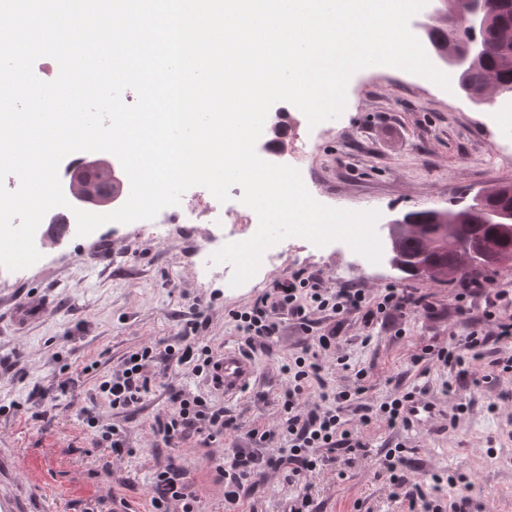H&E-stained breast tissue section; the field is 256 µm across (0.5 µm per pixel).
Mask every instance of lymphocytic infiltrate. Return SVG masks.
I'll return each mask as SVG.
<instances>
[{"label":"lymphocytic infiltrate","mask_w":512,"mask_h":512,"mask_svg":"<svg viewBox=\"0 0 512 512\" xmlns=\"http://www.w3.org/2000/svg\"><path fill=\"white\" fill-rule=\"evenodd\" d=\"M412 293L389 288L375 300H367L362 289L324 288L321 279L313 274L296 275L274 282L272 288L245 310L234 312L233 318L247 348L264 343L275 336L283 321L291 320L302 330H310L313 312L334 315H360L365 324L392 318L394 313L415 305ZM209 320L195 314L182 326L176 343L158 348L142 345L123 358L121 363L104 376L96 387V396L113 413H126L143 406L152 393L158 374L155 365L166 360L179 365H192L196 375L210 385H218L217 370L220 356L204 337ZM337 328L313 337L299 356L284 364L289 386L284 391L282 406L285 417L275 427H256L248 431L249 447L234 446L208 456L209 469L224 485L225 512H237L247 491L256 479L267 471L283 472L286 480L315 472L329 465L335 453L357 455L365 444L344 429L341 412L349 402V391H321L311 396L312 383L321 382L322 359L336 344ZM512 337V318L499 323L497 332L478 329L465 336L462 345L438 350V361L463 365L462 350L483 349ZM168 412L157 418L152 432L158 442L173 447L191 436L202 437L204 443L215 442L225 430L235 428L234 418L226 416L221 405L205 396L186 389H169ZM282 448H274V441ZM150 488L153 492V512H200L201 498L193 490L188 471L176 460L154 471Z\"/></svg>","instance_id":"f902f5d3"}]
</instances>
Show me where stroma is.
Listing matches in <instances>:
<instances>
[{"label": "stroma", "mask_w": 512, "mask_h": 512, "mask_svg": "<svg viewBox=\"0 0 512 512\" xmlns=\"http://www.w3.org/2000/svg\"><path fill=\"white\" fill-rule=\"evenodd\" d=\"M286 152L302 150L306 188L326 206L376 209L382 220L423 209H456L479 192L512 183V161L498 162V147L512 149V113L478 104L460 89L445 91L425 77L388 66L355 72L340 117L309 127L292 104L284 106ZM203 224H166L158 237L134 224L108 223L86 237L69 233L21 276H0V500L12 512H150L149 481L169 458L188 469L202 497L201 512H224V489L213 484L209 452L200 437L178 446H156L154 420L168 409L167 385L211 392L235 417L225 446L242 442L255 426H271L282 415L288 377L282 362L308 341L293 323L257 347L255 377L248 390L227 397L185 366H169L166 387L145 405L114 416L125 430L130 454L97 446L77 409L89 405L102 376L146 342L175 343L190 306L200 301L209 319L205 333L215 350L241 349L232 311L250 305L273 280L305 271L319 274L326 288H361L375 297L387 288H408L428 296L432 307L411 310L386 322L364 325L350 315L340 325L336 356L350 368L326 360L328 388L357 390L359 403L376 405L412 391L431 403L435 415L407 427L381 420L362 424L359 412L343 414L345 429L367 443L369 454L351 465L335 463L312 473L310 512H407L404 489L380 477L383 449L402 445L405 471L432 493L431 474H455L472 482L475 512H512V372L496 366L512 355V343L464 352L479 372L460 379L442 365L434 349L461 340L474 329L490 330L484 298L457 310L461 279L450 282L403 278L388 260L372 264L345 243L314 249L305 238L288 240L282 258L266 278L245 288H228L219 276H202L196 253ZM364 371L356 379V371ZM75 378L68 407L54 406L57 384ZM299 486L267 473L247 491L239 512H283Z\"/></svg>", "instance_id": "35a3bbf8"}]
</instances>
